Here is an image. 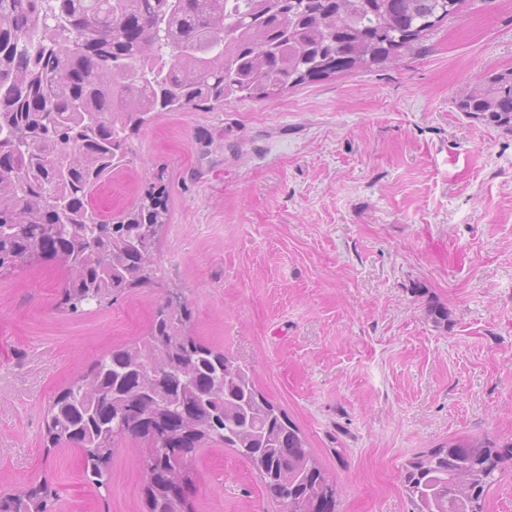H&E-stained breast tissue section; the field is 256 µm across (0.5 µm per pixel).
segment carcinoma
I'll return each mask as SVG.
<instances>
[{
	"instance_id": "cac0c4a2",
	"label": "carcinoma",
	"mask_w": 512,
	"mask_h": 512,
	"mask_svg": "<svg viewBox=\"0 0 512 512\" xmlns=\"http://www.w3.org/2000/svg\"><path fill=\"white\" fill-rule=\"evenodd\" d=\"M445 0H0V276L62 271L56 309L76 314L157 282L164 188L115 216L99 185L130 162L131 133L162 112L264 100L307 79L382 64L458 16ZM512 132V71L458 102ZM179 290L160 289L138 341L112 348L47 405L44 447L75 448L110 493L111 462L143 442L146 512H195L194 458L231 448L258 473L275 512H336V479L253 373L190 330ZM159 448H169L165 455ZM512 443L450 439L413 455L411 512H484ZM43 482L0 494V512H54Z\"/></svg>"
}]
</instances>
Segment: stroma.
<instances>
[{"mask_svg": "<svg viewBox=\"0 0 512 512\" xmlns=\"http://www.w3.org/2000/svg\"><path fill=\"white\" fill-rule=\"evenodd\" d=\"M426 44L140 127L130 167L96 199L117 213L163 174L158 287L63 316L57 269L0 277V492L45 479L55 512H143L137 444L113 457L102 499L73 449L43 448V416L73 376L142 336L164 288L298 426L336 478V512H408L414 454L512 441V133L456 106L512 69V0H464ZM196 465L197 512H272L231 449Z\"/></svg>", "mask_w": 512, "mask_h": 512, "instance_id": "obj_1", "label": "stroma"}]
</instances>
